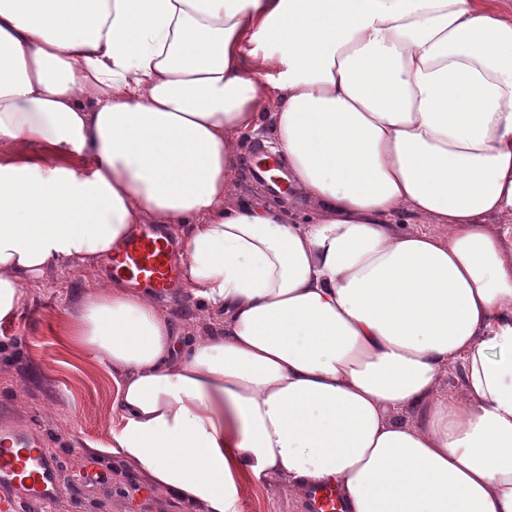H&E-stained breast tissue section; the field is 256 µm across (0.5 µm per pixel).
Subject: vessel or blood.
<instances>
[{
	"label": "vessel or blood",
	"mask_w": 512,
	"mask_h": 512,
	"mask_svg": "<svg viewBox=\"0 0 512 512\" xmlns=\"http://www.w3.org/2000/svg\"><path fill=\"white\" fill-rule=\"evenodd\" d=\"M114 271L129 282L169 294L178 287V276L169 245L150 233L130 239L112 260ZM63 463L42 448L32 432L21 427H0V502L7 512L25 505L53 504L61 490ZM311 512H345L330 488L309 492Z\"/></svg>",
	"instance_id": "1"
}]
</instances>
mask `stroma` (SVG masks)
I'll use <instances>...</instances> for the list:
<instances>
[{
  "label": "stroma",
  "instance_id": "1",
  "mask_svg": "<svg viewBox=\"0 0 512 512\" xmlns=\"http://www.w3.org/2000/svg\"><path fill=\"white\" fill-rule=\"evenodd\" d=\"M80 268H60L28 287L26 307L0 325V425L31 428L63 461L61 493L51 512H182L139 471L117 457L98 458L91 445L107 444L119 424L112 404L111 369L68 335ZM237 512H307L287 487L246 489Z\"/></svg>",
  "mask_w": 512,
  "mask_h": 512
}]
</instances>
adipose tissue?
I'll return each mask as SVG.
<instances>
[{"label": "adipose tissue", "instance_id": "adipose-tissue-1", "mask_svg": "<svg viewBox=\"0 0 512 512\" xmlns=\"http://www.w3.org/2000/svg\"><path fill=\"white\" fill-rule=\"evenodd\" d=\"M259 133L312 217L240 198ZM146 224L181 229L194 335L96 275ZM62 266L100 453L186 512L270 481L512 512V6L0 0V323Z\"/></svg>", "mask_w": 512, "mask_h": 512}]
</instances>
